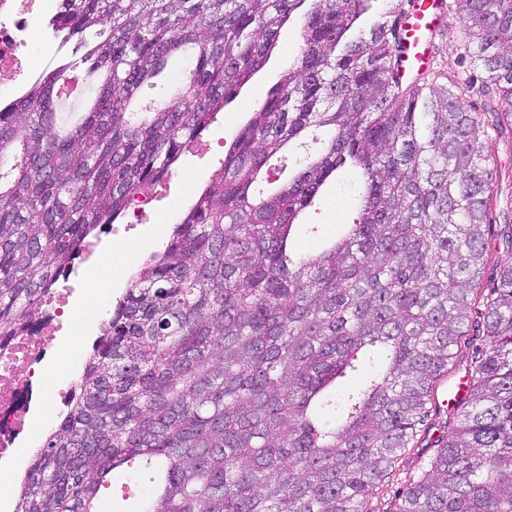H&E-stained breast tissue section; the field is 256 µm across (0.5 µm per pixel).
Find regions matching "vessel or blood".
<instances>
[{"label": "vessel or blood", "instance_id": "vessel-or-blood-1", "mask_svg": "<svg viewBox=\"0 0 512 512\" xmlns=\"http://www.w3.org/2000/svg\"><path fill=\"white\" fill-rule=\"evenodd\" d=\"M440 0H418L416 9L402 21L405 34L401 80L412 82L427 72L432 61V35L440 18Z\"/></svg>", "mask_w": 512, "mask_h": 512}]
</instances>
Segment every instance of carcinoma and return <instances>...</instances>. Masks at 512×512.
Masks as SVG:
<instances>
[{
	"label": "carcinoma",
	"mask_w": 512,
	"mask_h": 512,
	"mask_svg": "<svg viewBox=\"0 0 512 512\" xmlns=\"http://www.w3.org/2000/svg\"><path fill=\"white\" fill-rule=\"evenodd\" d=\"M480 93L399 83L397 0H57L55 66L0 104V347L32 325L86 239L123 217L270 61L294 60L103 323L13 512H99L118 467L163 475L139 512H372L470 330L473 384L392 512H512V265L479 295L488 130L512 131V0H460ZM191 73L133 111L168 60ZM95 96L57 119L76 71ZM301 149L275 184L269 161ZM356 218L290 248L328 180Z\"/></svg>",
	"instance_id": "obj_1"
}]
</instances>
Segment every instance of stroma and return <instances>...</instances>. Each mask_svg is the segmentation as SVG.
<instances>
[{
    "mask_svg": "<svg viewBox=\"0 0 512 512\" xmlns=\"http://www.w3.org/2000/svg\"><path fill=\"white\" fill-rule=\"evenodd\" d=\"M446 11L441 20L449 27L448 36L433 40L431 73H446L449 81L456 85L480 84L482 74L470 67L466 58L465 38L462 34L459 0H444ZM299 40L295 26L282 29L278 48L268 65L246 85L236 101L218 114L201 134L203 141L212 144L207 153L195 150L185 152L172 167L168 176L155 184L157 193L156 209L142 218L137 229L121 240H112L110 234H101L100 239L111 242L112 252L124 258L115 282L126 283L134 271L151 252L163 248L172 224L180 218L182 209L178 202L182 196H198L217 171L237 131L246 121L254 105L267 90L287 71L292 62ZM492 155L493 190L497 193L512 194V135L492 134L489 140ZM329 198L321 205L309 209L303 217L304 224L297 230L294 247L303 250L311 246L314 236L330 237L341 225L353 218L352 201L348 194L329 188ZM109 252V253H112ZM109 253L100 252V259H107ZM475 347L460 352L446 375L441 377L433 392L429 417L414 439L411 448L393 465L391 472L376 485L372 502L380 512H388L392 501L409 481L418 477L432 460L437 448L445 440L449 427L456 421L455 411L443 405L442 400L449 383L472 372ZM144 483L134 476L130 469H117L112 475L109 488L100 492L101 512H115L116 508L138 504L144 494Z\"/></svg>",
    "mask_w": 512,
    "mask_h": 512,
    "instance_id": "35a3bbf8",
    "label": "stroma"
}]
</instances>
